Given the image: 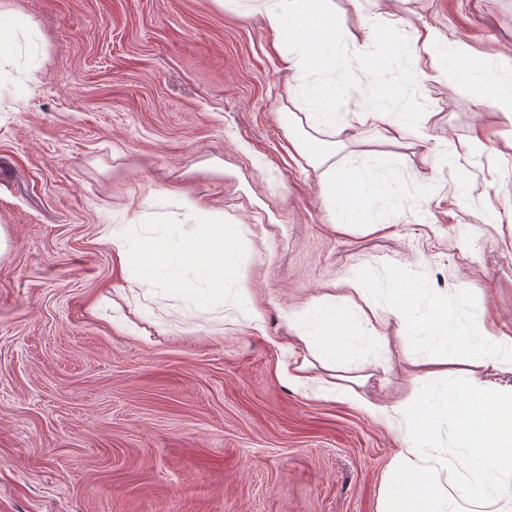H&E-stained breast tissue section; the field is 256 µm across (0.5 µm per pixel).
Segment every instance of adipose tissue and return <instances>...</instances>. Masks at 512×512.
I'll return each instance as SVG.
<instances>
[{
  "mask_svg": "<svg viewBox=\"0 0 512 512\" xmlns=\"http://www.w3.org/2000/svg\"><path fill=\"white\" fill-rule=\"evenodd\" d=\"M330 0H260L268 28L287 36L291 45L284 59L289 71L317 73L297 107L302 111L308 132L292 136L296 151L311 164L323 167L326 202L339 226L372 225L376 208H397L399 201L391 191L402 172L404 157L397 152L370 151L340 164H324L317 152L322 144H336L350 129L360 130L372 141L387 139L397 130L417 138V127L407 112L381 109L338 112L336 92L344 73L337 50L335 27L320 26ZM483 102L491 112L512 122V61L501 59L481 74ZM183 207L195 219L194 234L174 246L157 236L130 249L119 236L111 241L124 279L150 281L156 271H165L170 280L192 299L213 303L222 301L224 290L234 287L242 297L249 296V271L244 261L251 251L250 240L237 236L231 225L215 221L191 198ZM192 279H185V272ZM206 291H199V284ZM346 294L324 293L287 314L293 336L316 351L331 368L352 370L360 367L385 342L378 318L377 302L385 300L399 320L403 332L413 337L422 364H437L439 354L461 360L475 359L512 372V336L493 333L485 324L470 323L461 315L469 300L467 289H458L447 298L426 284L392 277L389 287L367 288L362 277L344 278Z\"/></svg>",
  "mask_w": 512,
  "mask_h": 512,
  "instance_id": "adipose-tissue-1",
  "label": "adipose tissue"
}]
</instances>
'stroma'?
I'll list each match as a JSON object with an SVG mask.
<instances>
[{"instance_id":"1","label":"stroma","mask_w":512,"mask_h":512,"mask_svg":"<svg viewBox=\"0 0 512 512\" xmlns=\"http://www.w3.org/2000/svg\"><path fill=\"white\" fill-rule=\"evenodd\" d=\"M0 512H381L403 448L392 405L428 379L397 335L334 370L288 329L289 310L366 272L452 295L512 335V126L468 75L414 79L392 43L427 31L476 67L512 59V0H332L337 31L379 27L341 112L414 83L423 135L379 227L345 230L322 172L288 142L312 77L285 68L248 0H0ZM490 153L469 154L480 128ZM253 240V300L189 302L165 273L117 292L105 232L188 239L183 197ZM260 319H253V311ZM307 358L308 381L284 365ZM382 405L370 415L352 403Z\"/></svg>"}]
</instances>
